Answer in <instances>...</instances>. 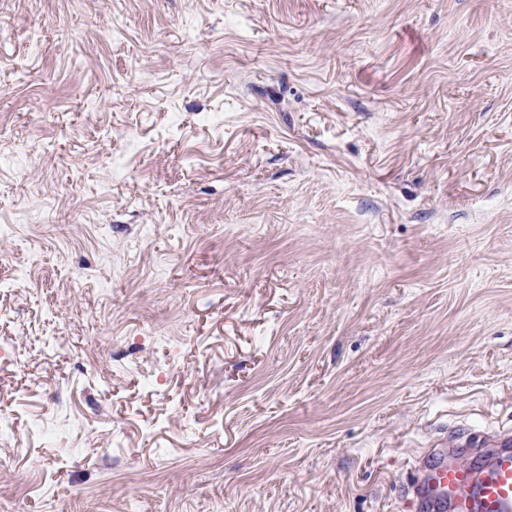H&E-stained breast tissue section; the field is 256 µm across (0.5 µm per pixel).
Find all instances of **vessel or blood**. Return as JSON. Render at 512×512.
I'll return each mask as SVG.
<instances>
[{"label":"vessel or blood","instance_id":"obj_1","mask_svg":"<svg viewBox=\"0 0 512 512\" xmlns=\"http://www.w3.org/2000/svg\"><path fill=\"white\" fill-rule=\"evenodd\" d=\"M411 470L408 512H512V431L435 444Z\"/></svg>","mask_w":512,"mask_h":512}]
</instances>
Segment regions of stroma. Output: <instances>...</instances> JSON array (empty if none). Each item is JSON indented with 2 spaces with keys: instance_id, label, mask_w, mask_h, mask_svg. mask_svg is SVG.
<instances>
[{
  "instance_id": "1",
  "label": "stroma",
  "mask_w": 512,
  "mask_h": 512,
  "mask_svg": "<svg viewBox=\"0 0 512 512\" xmlns=\"http://www.w3.org/2000/svg\"><path fill=\"white\" fill-rule=\"evenodd\" d=\"M0 512H403L512 428V0H0Z\"/></svg>"
}]
</instances>
